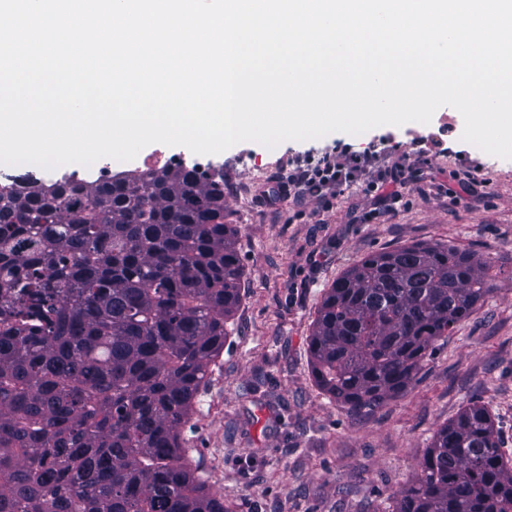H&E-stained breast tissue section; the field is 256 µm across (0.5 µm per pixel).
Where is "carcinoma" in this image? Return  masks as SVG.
<instances>
[{
    "mask_svg": "<svg viewBox=\"0 0 512 512\" xmlns=\"http://www.w3.org/2000/svg\"><path fill=\"white\" fill-rule=\"evenodd\" d=\"M236 235L222 173L0 188V512H228L181 430L240 303ZM491 291L446 243L362 259L318 309V386L352 415L381 407ZM392 512H512L485 406L436 433Z\"/></svg>",
    "mask_w": 512,
    "mask_h": 512,
    "instance_id": "carcinoma-1",
    "label": "carcinoma"
}]
</instances>
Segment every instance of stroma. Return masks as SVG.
Listing matches in <instances>:
<instances>
[{
  "label": "stroma",
  "instance_id": "obj_1",
  "mask_svg": "<svg viewBox=\"0 0 512 512\" xmlns=\"http://www.w3.org/2000/svg\"><path fill=\"white\" fill-rule=\"evenodd\" d=\"M455 130L428 155L430 192L405 194L393 215L369 216L371 199L349 187L324 209L279 197L292 160L383 141L386 162L411 153L410 125H385L353 139L290 140L279 148L245 141L196 155L155 143L143 158L176 157L224 172L225 223L236 225L245 269L224 350L181 432L186 458L229 512H387L435 436L472 403L488 407L502 450L512 456V160L462 140L464 121L441 108L417 131ZM479 169L482 194L461 191L458 174ZM441 242L487 261L492 291L441 338L415 384L381 408L349 415L312 374L308 339L328 289L379 252Z\"/></svg>",
  "mask_w": 512,
  "mask_h": 512
}]
</instances>
